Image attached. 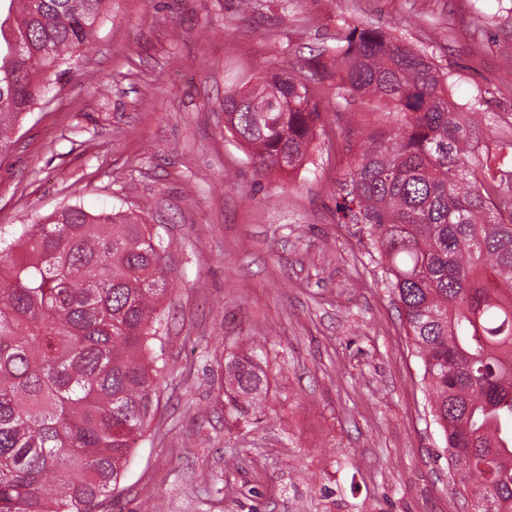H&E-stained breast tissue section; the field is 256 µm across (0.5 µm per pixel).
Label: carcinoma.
<instances>
[{
	"instance_id": "carcinoma-1",
	"label": "carcinoma",
	"mask_w": 512,
	"mask_h": 512,
	"mask_svg": "<svg viewBox=\"0 0 512 512\" xmlns=\"http://www.w3.org/2000/svg\"><path fill=\"white\" fill-rule=\"evenodd\" d=\"M110 0H0V152L46 80L88 46ZM385 112L356 144L336 197L385 261L422 360L448 466L493 512H512V153L479 150L476 113L448 110V75L379 28L313 56ZM307 79L268 72L224 96V127L258 172L314 149ZM172 240L148 224L70 205L43 224L0 226V512H104L159 397ZM258 345L224 361V409L262 413Z\"/></svg>"
}]
</instances>
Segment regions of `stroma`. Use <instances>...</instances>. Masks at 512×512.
Returning <instances> with one entry per match:
<instances>
[{
	"label": "stroma",
	"mask_w": 512,
	"mask_h": 512,
	"mask_svg": "<svg viewBox=\"0 0 512 512\" xmlns=\"http://www.w3.org/2000/svg\"><path fill=\"white\" fill-rule=\"evenodd\" d=\"M379 25L450 75L480 148L512 141V0H112L0 153V225L68 205L174 239L165 379L115 496L122 512H469L423 364L361 225L336 221L371 101L314 87L306 165L256 174L224 95L306 72L345 27ZM263 346L261 422L224 417V358Z\"/></svg>",
	"instance_id": "35a3bbf8"
}]
</instances>
